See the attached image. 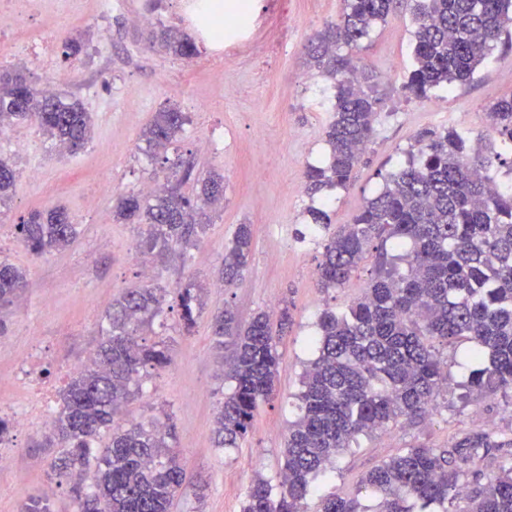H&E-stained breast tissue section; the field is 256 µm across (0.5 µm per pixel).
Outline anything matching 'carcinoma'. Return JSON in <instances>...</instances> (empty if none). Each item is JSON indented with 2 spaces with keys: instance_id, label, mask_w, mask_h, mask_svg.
<instances>
[{
  "instance_id": "carcinoma-1",
  "label": "carcinoma",
  "mask_w": 512,
  "mask_h": 512,
  "mask_svg": "<svg viewBox=\"0 0 512 512\" xmlns=\"http://www.w3.org/2000/svg\"><path fill=\"white\" fill-rule=\"evenodd\" d=\"M339 21L328 24L306 46L309 62L333 84L331 120L325 137L329 157L304 171L310 199L347 187L375 133L380 115L377 75L353 62L373 27L406 7L416 25L414 64L403 89L429 99L436 88L466 84L495 44L512 32V0H342ZM147 41L178 56L199 54L194 35L158 25ZM76 59L82 35L62 40ZM494 139L477 148L465 130L428 129L416 138L405 165L366 200L352 223L331 229L326 206L306 208L309 226L321 239L316 281L322 291L342 288L377 242L378 262L361 297L344 311L326 308L318 320L314 359L304 365L296 395L298 417L288 424L278 485L258 476L242 512H308L317 475L359 436H371L399 420L411 422L435 406L447 375L435 343L465 338L474 345L477 367L463 383V399L500 395L512 400V184L490 176L495 165L512 174V95L487 106ZM35 126L71 152L85 145L91 119L82 103L47 94L20 69H0V127ZM187 117L176 106L154 115L140 139L151 158L164 153L184 130ZM16 171L0 157V206L11 198ZM168 182L150 197L117 198L115 217L146 226L140 246L187 250L205 232L204 206L223 197L224 178L209 174L191 202ZM25 249L39 257L72 244L78 235L61 206L34 209L14 225ZM405 253L390 254L387 243ZM253 247L250 227L238 226L224 247V285L244 277ZM25 275L0 261V305L23 287ZM178 308L182 330L191 332L203 303L192 285L167 290L146 284L128 288L112 305L109 329L91 364L74 374L61 394L53 464L59 476L92 474L87 490L73 487L76 512H170L185 474L178 458L165 456L172 427L156 423L120 425L115 415L132 395L131 384L171 366L167 341H149L140 327L165 308ZM292 325L288 307L277 321L267 313L241 325L226 307L212 315L217 344L232 346L224 377L234 383L215 421L216 446L236 448L245 440L259 406L273 399L280 353ZM108 435L100 456L94 442ZM512 447V436L473 432L447 448L414 445L369 470L363 489L377 497L369 511L356 497L322 498L317 512H433L456 501L455 512H512V463L486 482H471L476 463Z\"/></svg>"
}]
</instances>
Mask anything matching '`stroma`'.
Returning <instances> with one entry per match:
<instances>
[{"mask_svg": "<svg viewBox=\"0 0 512 512\" xmlns=\"http://www.w3.org/2000/svg\"><path fill=\"white\" fill-rule=\"evenodd\" d=\"M145 3L124 0V12L103 13L94 0H51L47 12L24 19L0 38L5 67L13 64L10 47L48 44L50 64L35 58L28 71L79 98L93 122L90 140L74 154H57L46 136L25 125L17 127L14 141L0 144V156L16 170L12 198L0 208V260L25 274L24 288L0 308L6 324L0 335V417L13 418L20 410L37 413L43 390L59 400L72 370L88 364L95 353L106 311L125 289L142 284V269L150 267L155 283L195 285L204 309L188 334L175 309L167 311L163 324L143 326L146 339L166 337L173 363L143 379L122 416L173 424L167 444L181 460L185 480L170 512H241L253 478L274 482L279 477L320 313L328 307L345 309L360 297L377 264L376 250H369L345 287L320 291L321 248L317 240L299 237L310 204L301 191L303 170L327 157L324 131L333 93L331 83L308 67L305 46L338 18L342 2L252 0L250 14L262 22L257 50L221 59L206 43L190 59L149 49L144 26L128 20L129 14L144 11ZM413 31L410 13L391 15L357 53L361 65L380 77L381 113L350 186L332 195L333 225L351 222L385 177L405 162L420 130L453 127L486 134V105L512 94V47L504 42L469 83L437 90L428 100L407 93L403 84L413 64ZM76 32L86 33L87 49L79 60L69 61L61 38ZM169 105L188 118L168 150L170 160H190L198 173L223 176L224 206L208 209L209 228L194 247L159 258L142 252L141 225L116 221L112 205L117 194L138 191L143 183H165L166 169L143 155L140 135L154 113ZM202 136L218 140L219 148L201 151L196 141ZM32 164L42 170L41 183L27 178ZM54 206L67 209L79 234L66 249L32 256L17 240L14 226L29 211ZM241 224L252 229V257L243 281L225 288L224 246ZM285 306L293 325L279 347L276 396L260 407L240 447L218 448L213 429L232 389L224 377L231 351L216 347L211 316L227 307L246 323L258 312ZM31 349L41 375L36 390L14 380L20 352ZM439 353L448 385L434 409L415 422L360 438L334 471L319 478V495H358L367 471L416 444L444 448L473 431H512V404L493 397L477 404L458 399L473 366L470 344L443 345ZM51 434L36 424L8 435L11 464L0 469V512H21L32 497L48 500L52 512H75L71 480L51 469L58 454L45 444Z\"/></svg>", "mask_w": 512, "mask_h": 512, "instance_id": "35a3bbf8", "label": "stroma"}]
</instances>
